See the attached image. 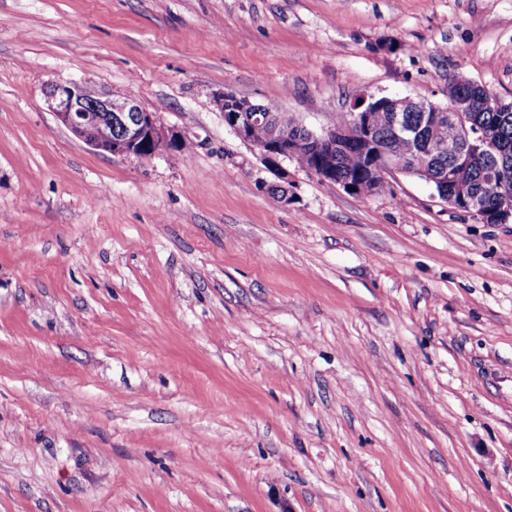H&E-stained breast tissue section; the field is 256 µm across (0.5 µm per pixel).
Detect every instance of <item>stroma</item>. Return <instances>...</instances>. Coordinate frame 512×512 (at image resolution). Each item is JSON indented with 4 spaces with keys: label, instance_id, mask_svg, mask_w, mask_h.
Wrapping results in <instances>:
<instances>
[{
    "label": "stroma",
    "instance_id": "1",
    "mask_svg": "<svg viewBox=\"0 0 512 512\" xmlns=\"http://www.w3.org/2000/svg\"><path fill=\"white\" fill-rule=\"evenodd\" d=\"M512 102V0H0V512H512V222L360 196L214 104ZM134 98L189 153L60 126ZM57 121L95 150L128 158H147L161 150L180 152L183 140L165 131L156 114L134 98H116L84 81L53 84L47 91ZM115 130V135L108 128Z\"/></svg>",
    "mask_w": 512,
    "mask_h": 512
}]
</instances>
